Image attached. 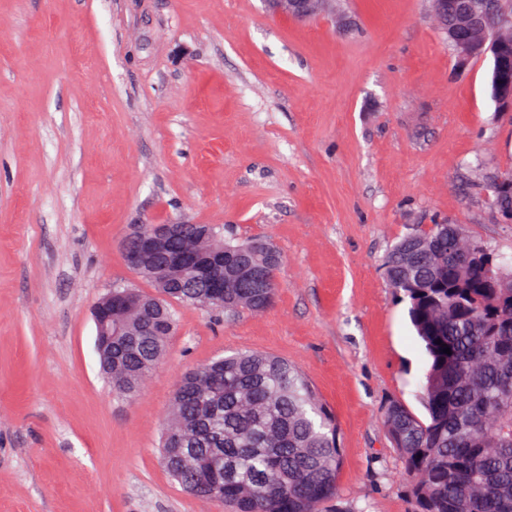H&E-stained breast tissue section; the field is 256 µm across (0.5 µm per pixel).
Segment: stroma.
Segmentation results:
<instances>
[{
  "label": "stroma",
  "instance_id": "obj_1",
  "mask_svg": "<svg viewBox=\"0 0 512 512\" xmlns=\"http://www.w3.org/2000/svg\"><path fill=\"white\" fill-rule=\"evenodd\" d=\"M491 55L456 67L432 0H0V512H230L159 445L176 384L225 352L287 359L335 416L338 497L411 512L383 426L417 416L426 355L385 276L402 238L459 224L512 260L487 186L512 170ZM267 239L262 313L175 305L166 353L116 398L91 310L137 224ZM278 13L294 18L305 19L324 8L326 0H269Z\"/></svg>",
  "mask_w": 512,
  "mask_h": 512
}]
</instances>
